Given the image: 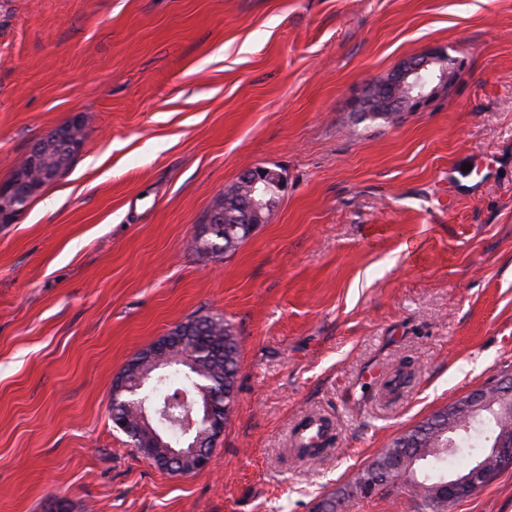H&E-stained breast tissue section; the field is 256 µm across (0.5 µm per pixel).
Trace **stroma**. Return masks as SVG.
<instances>
[{
  "mask_svg": "<svg viewBox=\"0 0 512 512\" xmlns=\"http://www.w3.org/2000/svg\"><path fill=\"white\" fill-rule=\"evenodd\" d=\"M432 49L463 63L449 91L360 120ZM78 112L70 169L0 224V512H316L512 376V0H0V183ZM259 166L287 180L268 223L191 250ZM204 313L238 335L236 403L172 476L113 427L112 382ZM316 414L329 443L299 457ZM448 512H512V467ZM74 117L75 118L68 125H66L64 127H58V128L53 129V130L50 129L43 136L38 138L34 142L32 147L30 148V150H29V152L27 153L26 156H29V155H40L41 152L48 146V144H49V142L51 140L59 139V138H61L63 136H73L72 145H71V147L73 149V154L76 151H78L80 146H81V143L79 142V137L77 135L76 127H80L82 125V123L84 121V114L76 113L74 115ZM85 128H86V125H84L81 128V131H80V137H81L82 141H84V136H85L84 131H85Z\"/></svg>",
  "mask_w": 512,
  "mask_h": 512,
  "instance_id": "stroma-1",
  "label": "stroma"
}]
</instances>
